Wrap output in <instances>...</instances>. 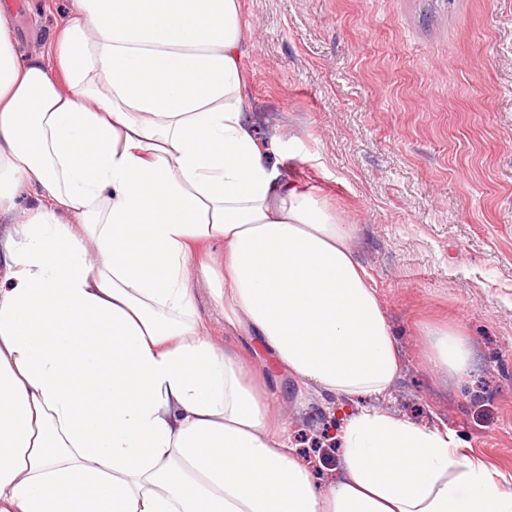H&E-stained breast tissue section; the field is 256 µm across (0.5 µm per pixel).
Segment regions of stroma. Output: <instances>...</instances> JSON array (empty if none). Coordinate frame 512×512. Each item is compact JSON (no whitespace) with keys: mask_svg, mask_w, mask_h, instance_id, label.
Returning <instances> with one entry per match:
<instances>
[{"mask_svg":"<svg viewBox=\"0 0 512 512\" xmlns=\"http://www.w3.org/2000/svg\"><path fill=\"white\" fill-rule=\"evenodd\" d=\"M22 53L47 51L71 0H0ZM249 117L295 189L357 225L404 354L385 409L455 429L470 456L512 474V0H240ZM206 332L257 369L275 419L314 471L334 419L300 403L250 331L229 327L193 283ZM472 336L469 376L424 360L427 326Z\"/></svg>","mask_w":512,"mask_h":512,"instance_id":"35a3bbf8","label":"stroma"}]
</instances>
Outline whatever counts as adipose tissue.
I'll list each match as a JSON object with an SVG mask.
<instances>
[{"mask_svg": "<svg viewBox=\"0 0 512 512\" xmlns=\"http://www.w3.org/2000/svg\"><path fill=\"white\" fill-rule=\"evenodd\" d=\"M248 31L239 0H72L25 56L0 6V512H512L455 430L380 408L397 338L355 225L280 185L249 123ZM196 261L335 406L334 483L203 333ZM426 336L428 365L469 373V336Z\"/></svg>", "mask_w": 512, "mask_h": 512, "instance_id": "1", "label": "adipose tissue"}]
</instances>
